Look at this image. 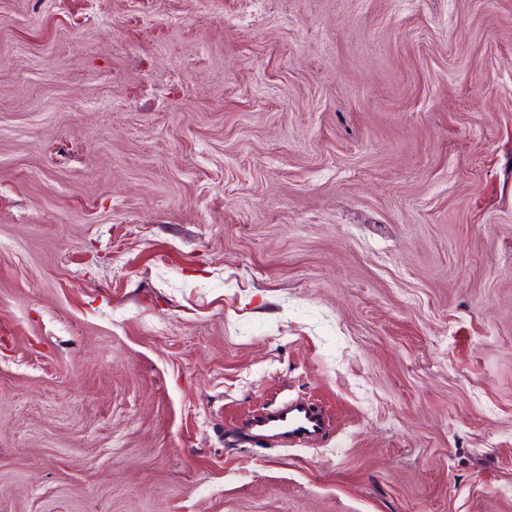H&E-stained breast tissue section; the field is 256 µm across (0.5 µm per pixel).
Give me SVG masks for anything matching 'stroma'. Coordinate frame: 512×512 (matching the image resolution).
I'll return each instance as SVG.
<instances>
[{"mask_svg":"<svg viewBox=\"0 0 512 512\" xmlns=\"http://www.w3.org/2000/svg\"><path fill=\"white\" fill-rule=\"evenodd\" d=\"M0 512H512V0H0ZM255 443L268 438H281L291 445L312 443L324 432V418L319 410L297 399L266 410L250 425Z\"/></svg>","mask_w":512,"mask_h":512,"instance_id":"obj_1","label":"stroma"}]
</instances>
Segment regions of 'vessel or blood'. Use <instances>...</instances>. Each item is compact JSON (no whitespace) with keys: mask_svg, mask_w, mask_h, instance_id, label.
<instances>
[{"mask_svg":"<svg viewBox=\"0 0 512 512\" xmlns=\"http://www.w3.org/2000/svg\"><path fill=\"white\" fill-rule=\"evenodd\" d=\"M255 440L280 438L292 445L315 441L324 432V418L319 410L297 399L256 416L250 425Z\"/></svg>","mask_w":512,"mask_h":512,"instance_id":"b4317fda","label":"vessel or blood"}]
</instances>
